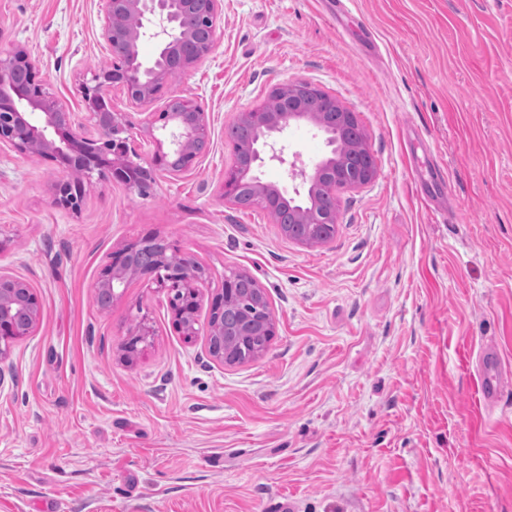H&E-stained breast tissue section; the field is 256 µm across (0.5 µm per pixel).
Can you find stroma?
Segmentation results:
<instances>
[{"label": "stroma", "instance_id": "stroma-1", "mask_svg": "<svg viewBox=\"0 0 512 512\" xmlns=\"http://www.w3.org/2000/svg\"><path fill=\"white\" fill-rule=\"evenodd\" d=\"M105 0H0V50L22 52L47 96L99 136L80 88L110 68ZM223 0L216 51L150 101L111 92L149 165L170 97L205 112L209 146L147 193L92 176L79 210L55 205L59 160L0 144V269L41 309L0 371V512H512V390L482 399L480 356L512 376V0ZM368 30L374 48L362 45ZM318 86L363 133L376 169L336 191L333 238L289 239L270 212L224 198L226 131L278 83ZM294 190L323 135H282ZM445 173L425 202L417 180ZM450 207L438 223L435 207ZM148 235L207 277L199 325L228 271L264 290L267 349L228 365L177 329L166 291L129 282L107 309L113 252ZM153 330L131 360L140 319Z\"/></svg>", "mask_w": 512, "mask_h": 512}]
</instances>
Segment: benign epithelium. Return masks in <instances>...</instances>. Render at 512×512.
<instances>
[{"label": "benign epithelium", "mask_w": 512, "mask_h": 512, "mask_svg": "<svg viewBox=\"0 0 512 512\" xmlns=\"http://www.w3.org/2000/svg\"><path fill=\"white\" fill-rule=\"evenodd\" d=\"M221 7V0H107L104 33L112 42L114 67L123 73L122 80L114 83L102 75L93 76L92 84L83 87V96L92 104L109 95L112 87L119 86L132 100L148 101L161 88L157 82L161 73L168 69L186 72L192 62L185 59L181 50L194 43V33L182 27V20L192 16L203 23L206 30L204 41L198 44L196 59L213 53L217 47L214 20ZM135 15L140 18V27L127 31L125 19ZM150 39L158 42L159 53L153 64L146 65L139 57L138 44ZM272 91L280 93L286 100L285 111L270 113L260 106L243 115V118L257 127V136L250 150L248 165L231 168L224 173V199L230 200L235 185L241 176L249 174L265 161L286 162L285 145L273 140V136L283 132L292 121L305 120L321 132L329 151L316 164L314 175L301 169L296 175L302 184L315 181L330 192L336 190V180L344 185L357 187L370 180L373 170L367 169L356 182L343 178L344 170L339 163V148L334 128L330 127L324 115L308 110V98L318 96L321 90L310 83L276 84ZM178 100L168 99L164 112L162 129L169 130L170 149L154 158L153 171L169 170L170 159L181 160L180 170H188L199 153L196 145L208 140V123L205 112H177L171 104ZM0 104L11 108L0 113V143H7L22 153L47 154L59 159L64 168L82 178L96 172L103 176H122V170L129 165L125 159L126 147H113L115 138L134 128L127 116L120 112H93L91 117L101 132L97 140L86 139L76 130L74 113L67 111L59 103L48 99L42 93L41 85L35 81V73L30 63L18 53L0 52ZM82 192L75 189L73 182L63 179L55 187L54 202L58 205L78 210ZM288 222L311 224L336 223V214H324L315 210H297L288 215ZM140 242L134 241L114 252L110 263L102 270L98 290L112 297L121 294L126 277L147 278L156 287L170 292H180L182 297L171 304L175 322L188 336L196 333L198 312L201 306L199 290L192 283L199 279L196 263L186 259V263L173 268L153 262H138L136 248ZM20 280L0 271V361L8 352L4 341L13 336L29 334L40 312L37 292L24 288L17 292L15 285ZM236 288L234 279L224 276L221 290L212 296L209 303L207 321V347L209 354L218 361L223 356L212 346V341L225 336H237L241 328L238 321L224 326L222 318L224 304L234 300Z\"/></svg>", "instance_id": "7a95c632"}]
</instances>
